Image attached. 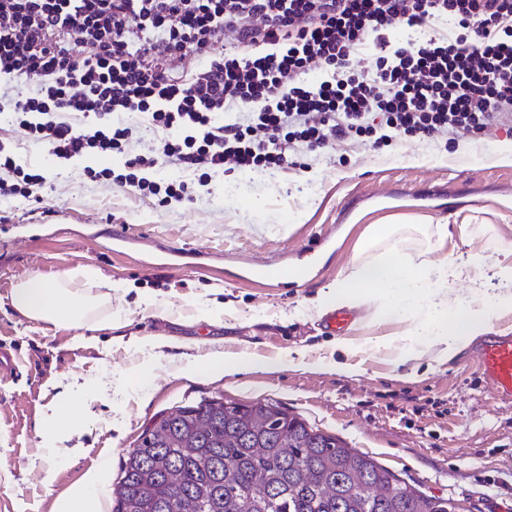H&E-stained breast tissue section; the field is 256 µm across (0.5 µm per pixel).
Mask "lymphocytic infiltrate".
<instances>
[{"instance_id":"f902f5d3","label":"lymphocytic infiltrate","mask_w":512,"mask_h":512,"mask_svg":"<svg viewBox=\"0 0 512 512\" xmlns=\"http://www.w3.org/2000/svg\"><path fill=\"white\" fill-rule=\"evenodd\" d=\"M438 22L447 34H431ZM399 26L420 40H390ZM236 36L212 53L221 32ZM371 47L369 69L351 65ZM323 80L309 83L310 63ZM36 73L12 100L27 138L66 162L123 154V173L86 168L137 191L182 199L185 182L150 172L172 162L211 175L283 171L334 140L390 144L512 124V0H0V78ZM138 115L163 137L131 154ZM41 174L0 145V195H27Z\"/></svg>"}]
</instances>
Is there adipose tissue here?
<instances>
[{
	"instance_id": "ef3b65f1",
	"label": "adipose tissue",
	"mask_w": 512,
	"mask_h": 512,
	"mask_svg": "<svg viewBox=\"0 0 512 512\" xmlns=\"http://www.w3.org/2000/svg\"><path fill=\"white\" fill-rule=\"evenodd\" d=\"M397 230L394 224L368 225L361 253ZM361 253L333 286L319 292L314 308L324 312L374 305L370 325L376 333L361 342L378 350H395L402 380L415 379L411 366L423 358L449 360L459 355L489 331L494 317L512 311V247L502 250L492 263L479 253L463 260L443 256L418 262L404 252L370 261ZM464 271L473 286L458 297L448 283ZM112 288V281L103 279L98 270L80 266L53 279L39 274L21 279L11 290L10 302L18 314L31 320L109 332L121 325L112 315ZM402 319L409 323L406 330L381 333V326ZM102 499L101 477L95 473L60 497L54 512H102Z\"/></svg>"
}]
</instances>
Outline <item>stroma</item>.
I'll list each match as a JSON object with an SVG mask.
<instances>
[{"label": "stroma", "instance_id": "35a3bbf8", "mask_svg": "<svg viewBox=\"0 0 512 512\" xmlns=\"http://www.w3.org/2000/svg\"><path fill=\"white\" fill-rule=\"evenodd\" d=\"M0 143L40 169L30 198L0 196V343L19 364L0 380V512H53L58 497L102 471L106 489L156 419L204 400L273 402L368 455L419 491L464 512H512V404L493 398L467 349L398 379L391 355L337 349L311 301L346 270L367 225L394 219L387 246L417 255L489 258L512 245V133L395 137L372 149L338 140L284 172L212 176L194 200L156 198L85 167L122 172L119 156L51 160L0 110ZM335 242L319 248L323 236ZM91 266L118 289L120 339L22 317L18 279ZM302 350L305 369L188 377L185 360L217 352L276 362ZM358 365L356 374L326 370ZM73 395L74 433L42 437L40 418ZM59 448L48 457L45 446ZM52 484H44L45 469Z\"/></svg>", "mask_w": 512, "mask_h": 512}]
</instances>
